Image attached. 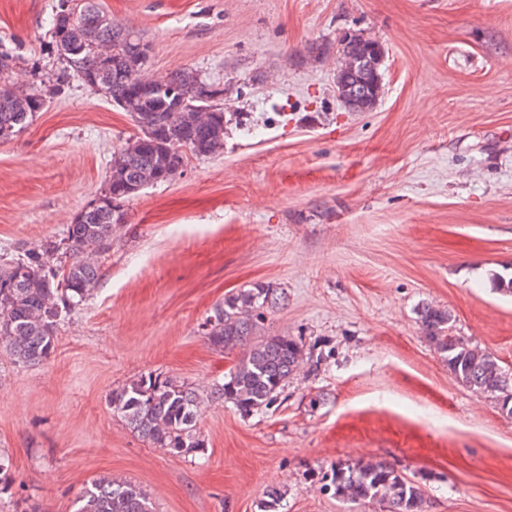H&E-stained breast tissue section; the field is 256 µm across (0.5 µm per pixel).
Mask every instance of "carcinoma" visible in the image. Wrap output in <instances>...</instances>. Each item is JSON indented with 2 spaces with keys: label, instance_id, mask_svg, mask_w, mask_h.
Wrapping results in <instances>:
<instances>
[{
  "label": "carcinoma",
  "instance_id": "cac0c4a2",
  "mask_svg": "<svg viewBox=\"0 0 512 512\" xmlns=\"http://www.w3.org/2000/svg\"><path fill=\"white\" fill-rule=\"evenodd\" d=\"M65 16L74 26L63 39L51 33V46L63 64L57 86L80 78L127 112L137 134L112 156L103 210L90 211L67 225L65 236L46 239L0 264V341L22 365L46 361L55 350L56 333L65 317L81 306L99 280V258L112 249V227L124 222L121 203L135 197L147 179L169 182L181 174L191 154L210 158L224 150V97L220 85L205 83L189 71L155 82L156 89L135 96L144 59L133 53L141 37L101 11L93 0H59L51 24ZM37 95L36 111L45 105L37 87L0 92V126L10 135L26 127L31 112H13L10 101ZM284 291L257 284L224 298L202 324L211 345L241 349L237 363L215 386L222 399L243 417L270 405L304 361L299 343L289 336L256 333ZM423 332L457 382L494 399L512 415V375L490 352L454 334L447 309L425 306L419 312ZM201 394L187 383L153 372L142 373L113 390L112 410L154 447L177 455L204 448L197 430ZM331 486L346 502L376 500L389 512H425L420 487L384 461L338 463ZM74 512H155L138 486L110 476L91 481L76 498Z\"/></svg>",
  "mask_w": 512,
  "mask_h": 512
}]
</instances>
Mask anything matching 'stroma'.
Wrapping results in <instances>:
<instances>
[{"instance_id": "35a3bbf8", "label": "stroma", "mask_w": 512, "mask_h": 512, "mask_svg": "<svg viewBox=\"0 0 512 512\" xmlns=\"http://www.w3.org/2000/svg\"><path fill=\"white\" fill-rule=\"evenodd\" d=\"M150 47L145 78L187 70L224 89L222 153L123 202L93 294L60 325L52 357L0 345V512H73L102 476L158 512H386L323 488L336 462L384 460L427 512H512V418L459 384L424 336V305L512 370V0H97ZM58 0H0L5 82L37 85L43 110L0 140V260L68 224L106 185L136 132L80 80L57 87ZM379 41L369 112L336 92L339 41ZM265 283L287 299L264 335L304 364L270 406L241 416L211 399L238 351L201 325ZM206 394L203 451L153 447L113 412L142 373Z\"/></svg>"}]
</instances>
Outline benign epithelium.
Here are the masks:
<instances>
[{"label": "benign epithelium", "mask_w": 512, "mask_h": 512, "mask_svg": "<svg viewBox=\"0 0 512 512\" xmlns=\"http://www.w3.org/2000/svg\"><path fill=\"white\" fill-rule=\"evenodd\" d=\"M344 65L336 78L340 99L356 111L375 106L380 92L379 67L384 50L380 43L356 36L342 39Z\"/></svg>", "instance_id": "1"}]
</instances>
